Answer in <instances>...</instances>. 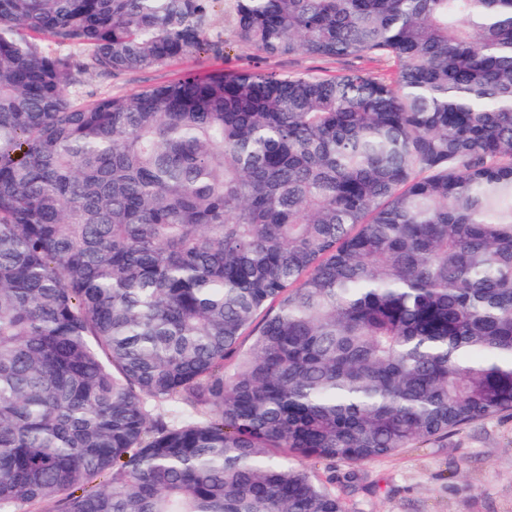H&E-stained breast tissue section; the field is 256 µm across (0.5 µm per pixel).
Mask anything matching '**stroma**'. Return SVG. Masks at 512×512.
Instances as JSON below:
<instances>
[{
    "mask_svg": "<svg viewBox=\"0 0 512 512\" xmlns=\"http://www.w3.org/2000/svg\"><path fill=\"white\" fill-rule=\"evenodd\" d=\"M223 45L166 65L104 77L88 73L83 94L130 97L172 81L185 71L237 69L254 52L224 27L216 9L210 29ZM264 69L280 74L306 72L333 78L352 69L393 80L392 64L371 58L343 60L306 54L263 59ZM342 495L349 512H512V416L477 424L442 443L408 448L360 466L359 480Z\"/></svg>",
    "mask_w": 512,
    "mask_h": 512,
    "instance_id": "35a3bbf8",
    "label": "stroma"
}]
</instances>
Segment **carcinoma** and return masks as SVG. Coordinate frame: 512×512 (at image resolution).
<instances>
[{
    "label": "carcinoma",
    "instance_id": "cac0c4a2",
    "mask_svg": "<svg viewBox=\"0 0 512 512\" xmlns=\"http://www.w3.org/2000/svg\"><path fill=\"white\" fill-rule=\"evenodd\" d=\"M0 0V512H348L512 415V0ZM42 34L73 51L54 54ZM224 6L218 5L212 19L211 39L224 40L219 50H207L192 54L182 60L166 65L104 77L89 72L84 77L81 91L84 96H121L130 97L147 88L172 81L187 70L237 69L252 64L254 51L237 41L231 32L224 30ZM261 66L280 74L306 72L324 78H333L352 69H361L392 81L395 76L394 67L387 62L376 61L371 58L361 60H343L336 58H319L306 54L271 57L261 61Z\"/></svg>",
    "mask_w": 512,
    "mask_h": 512
}]
</instances>
